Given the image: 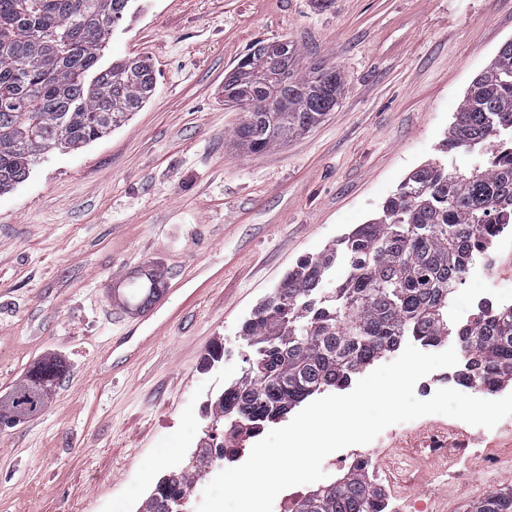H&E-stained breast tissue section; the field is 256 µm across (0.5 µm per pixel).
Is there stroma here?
<instances>
[{"label":"stroma","instance_id":"stroma-1","mask_svg":"<svg viewBox=\"0 0 512 512\" xmlns=\"http://www.w3.org/2000/svg\"><path fill=\"white\" fill-rule=\"evenodd\" d=\"M259 39L291 41L299 68L335 65L346 86L311 131L250 151L233 142L243 114L224 77ZM510 40L512 0H138L100 64L146 59L151 99L0 193V397L45 355L66 366L40 413L0 430V512H137L196 451L206 401L247 368L243 321L435 157ZM151 268L166 305L127 310L115 288ZM427 474L436 512L512 488V467L477 460Z\"/></svg>","mask_w":512,"mask_h":512}]
</instances>
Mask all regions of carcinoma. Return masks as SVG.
I'll list each match as a JSON object with an SVG mask.
<instances>
[{
  "instance_id": "obj_1",
  "label": "carcinoma",
  "mask_w": 512,
  "mask_h": 512,
  "mask_svg": "<svg viewBox=\"0 0 512 512\" xmlns=\"http://www.w3.org/2000/svg\"><path fill=\"white\" fill-rule=\"evenodd\" d=\"M135 0H0V191L26 181L45 156L82 149L120 127L155 89L146 60L99 66L111 30ZM272 62L256 42L224 79V102L245 112L238 146L255 150L310 131L338 104L345 77L322 62L295 71L294 45ZM441 158L415 169L367 223L300 262L243 323L249 367L207 409L235 438L254 437L308 397L341 388L411 336L460 345L459 381L494 389L512 380V305L488 319L448 327V303L480 240L512 224V41L471 82ZM343 255L346 278L324 287ZM154 270L129 282L124 303L144 310L161 295ZM64 375L56 356L36 362L0 409L35 415ZM202 470L162 479L139 512H168L165 499L190 493ZM385 490L354 466L300 498L288 512H384ZM471 512H512V491Z\"/></svg>"
}]
</instances>
